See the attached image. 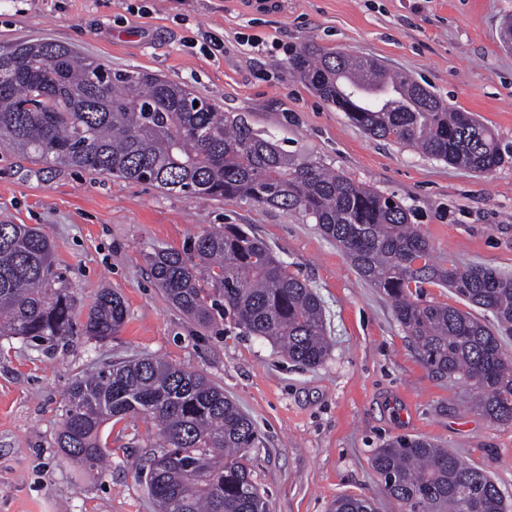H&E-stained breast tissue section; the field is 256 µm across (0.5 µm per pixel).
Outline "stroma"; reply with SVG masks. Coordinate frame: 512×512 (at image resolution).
<instances>
[{
    "instance_id": "obj_1",
    "label": "stroma",
    "mask_w": 512,
    "mask_h": 512,
    "mask_svg": "<svg viewBox=\"0 0 512 512\" xmlns=\"http://www.w3.org/2000/svg\"><path fill=\"white\" fill-rule=\"evenodd\" d=\"M512 0H0V46L48 40L115 70L189 85L301 159L396 197L446 265L512 277V48L500 42ZM315 43L379 60L493 129L508 160L478 175L372 139L288 69ZM0 220L37 224L55 244L75 307L71 335L0 336V512H156L137 474L159 425L102 428L108 467L85 472L56 444L79 377L156 356L221 386L262 437L254 479L273 512H329L336 498L402 512L371 466L377 448L423 437L496 481L512 502V425L489 421L464 380L423 364L391 300L309 219L245 199L164 193L0 149ZM226 224L263 239L320 297L332 350L310 368L226 326L216 336L173 307L144 260ZM128 316L102 343L83 327L101 290Z\"/></svg>"
}]
</instances>
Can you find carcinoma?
<instances>
[{"label":"carcinoma","instance_id":"1","mask_svg":"<svg viewBox=\"0 0 512 512\" xmlns=\"http://www.w3.org/2000/svg\"><path fill=\"white\" fill-rule=\"evenodd\" d=\"M289 70L372 138L479 174L505 162L476 116L373 59L310 44L293 55ZM0 147L167 192L242 198L301 214L392 301L433 373L469 382L486 418L512 423V355L501 343L512 336V278L485 266L436 262L399 201L288 155L245 117L218 111L188 85L113 70L59 43L18 42L0 50ZM147 263L168 302L203 330L217 334L227 320L301 365L317 367L329 357L318 295L240 226L206 232L187 252L155 248ZM429 283L452 289L493 322L421 299ZM73 305L49 237L1 220L0 335L67 336ZM126 318L120 294L104 290L84 333L106 340ZM137 415L161 425L162 443L144 475L158 512H270L253 480L249 450L259 442L253 421L204 375L151 356L75 380L57 445L73 462L98 468L107 455L103 424ZM372 467L403 512H507L489 475L425 438L387 441ZM331 512L376 509L369 499L344 496Z\"/></svg>","mask_w":512,"mask_h":512}]
</instances>
